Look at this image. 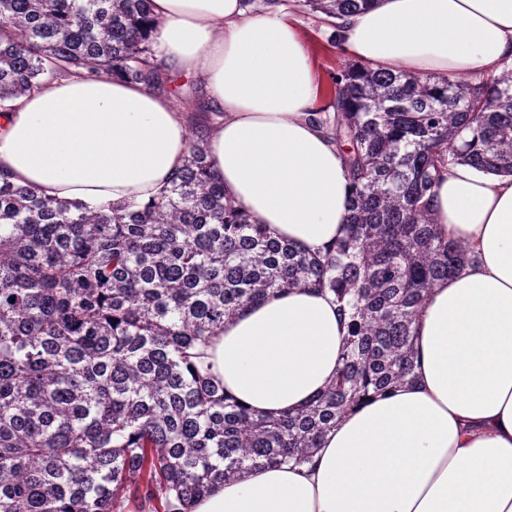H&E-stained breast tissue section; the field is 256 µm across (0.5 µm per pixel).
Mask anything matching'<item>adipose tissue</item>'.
<instances>
[{"label": "adipose tissue", "mask_w": 512, "mask_h": 512, "mask_svg": "<svg viewBox=\"0 0 512 512\" xmlns=\"http://www.w3.org/2000/svg\"><path fill=\"white\" fill-rule=\"evenodd\" d=\"M153 46L204 83L220 117L209 164L273 238L325 252L347 229L353 186L311 122L318 84L281 4L152 0ZM359 61L440 78L486 73L512 55V0H378L336 22ZM189 146L170 98L107 77L54 81L0 114V174L95 206L147 201ZM431 219L470 262L431 291L415 330L416 381L346 416L312 462L218 486L191 512H512V176L444 172ZM346 328L332 293H270L228 321L212 374L256 415L301 408L335 378Z\"/></svg>", "instance_id": "ef3b65f1"}]
</instances>
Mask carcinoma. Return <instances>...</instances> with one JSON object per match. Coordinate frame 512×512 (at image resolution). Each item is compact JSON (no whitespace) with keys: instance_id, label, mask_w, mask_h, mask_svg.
I'll return each mask as SVG.
<instances>
[{"instance_id":"cac0c4a2","label":"carcinoma","mask_w":512,"mask_h":512,"mask_svg":"<svg viewBox=\"0 0 512 512\" xmlns=\"http://www.w3.org/2000/svg\"><path fill=\"white\" fill-rule=\"evenodd\" d=\"M375 0H303L341 19ZM151 0H0V113L75 75L167 89ZM353 182L346 235L309 257L224 195L195 124L153 200L89 209L0 174V512H189L249 469L301 465L358 405L414 380V325L468 249L435 231L442 172L512 175V68L477 83L348 64L332 76ZM329 290L336 378L261 417L200 368L224 323L269 293Z\"/></svg>"}]
</instances>
